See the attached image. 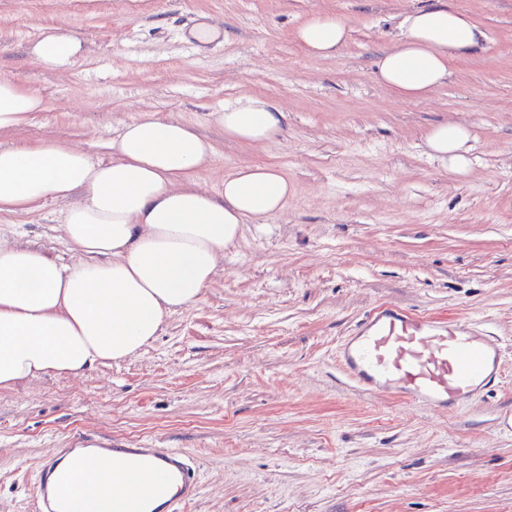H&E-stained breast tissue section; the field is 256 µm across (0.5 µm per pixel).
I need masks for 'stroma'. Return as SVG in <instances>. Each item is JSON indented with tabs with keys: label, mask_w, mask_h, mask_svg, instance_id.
Returning a JSON list of instances; mask_svg holds the SVG:
<instances>
[{
	"label": "stroma",
	"mask_w": 512,
	"mask_h": 512,
	"mask_svg": "<svg viewBox=\"0 0 512 512\" xmlns=\"http://www.w3.org/2000/svg\"><path fill=\"white\" fill-rule=\"evenodd\" d=\"M429 2L0 0V78L44 101L0 142L106 160L123 124L156 114L213 144L197 188L242 165L293 188L137 356L0 390V512H32L42 460L84 436L185 452L200 494L184 512H512V0H451L489 48L406 101L376 62ZM317 11L349 27L334 57L295 40ZM52 26L87 47L65 72L27 53ZM247 96L287 112L274 139L240 144L212 121ZM447 121L473 133L462 175L425 144ZM64 209L0 213V233L70 262ZM382 303L480 325L501 346L498 383L448 410L356 390L336 350Z\"/></svg>",
	"instance_id": "1"
}]
</instances>
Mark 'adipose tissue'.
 Returning <instances> with one entry per match:
<instances>
[{"mask_svg": "<svg viewBox=\"0 0 512 512\" xmlns=\"http://www.w3.org/2000/svg\"><path fill=\"white\" fill-rule=\"evenodd\" d=\"M401 34L377 62V77L400 98L420 99L441 85L453 61L485 50L486 31L447 0L406 14ZM310 54L331 57L346 43L345 23L318 13L296 29ZM30 54L64 71L82 41L45 29ZM35 92L0 78V132L41 111ZM227 138L260 144L287 115L245 97L213 113ZM470 129L438 124L426 135L430 156L462 174L470 165ZM109 161L51 139L0 147V212H25L45 200L65 203L62 231L75 258L64 263L21 241L0 239V389L49 372L78 375L134 355L155 340L167 317L194 305L243 226L281 212L292 193L270 166L224 177L217 194L188 182L207 166L212 144L189 124L154 115L125 123ZM58 476L89 497L125 487L129 476L105 453L62 465Z\"/></svg>", "mask_w": 512, "mask_h": 512, "instance_id": "obj_1", "label": "adipose tissue"}]
</instances>
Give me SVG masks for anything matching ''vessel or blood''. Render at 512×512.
<instances>
[{"instance_id":"b4317fda","label":"vessel or blood","mask_w":512,"mask_h":512,"mask_svg":"<svg viewBox=\"0 0 512 512\" xmlns=\"http://www.w3.org/2000/svg\"><path fill=\"white\" fill-rule=\"evenodd\" d=\"M343 373L358 388L387 393L434 409L460 405L487 392L501 374L499 347L475 324L441 319L381 304L371 309L338 351ZM85 445L59 448L41 464L34 492L35 512H66L56 485L59 460L76 459ZM120 460L142 457L180 486L165 505L183 512L199 496L186 454L174 448H120Z\"/></svg>"}]
</instances>
